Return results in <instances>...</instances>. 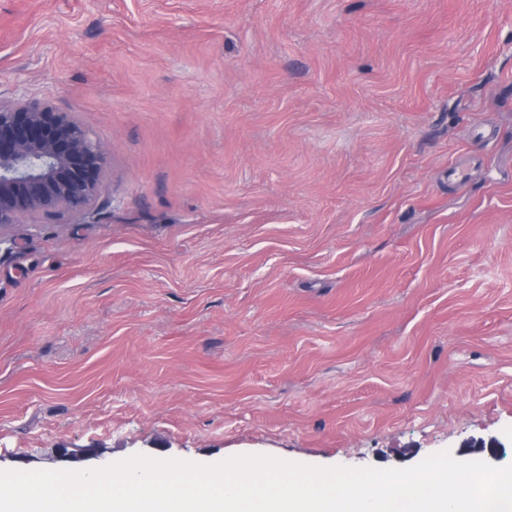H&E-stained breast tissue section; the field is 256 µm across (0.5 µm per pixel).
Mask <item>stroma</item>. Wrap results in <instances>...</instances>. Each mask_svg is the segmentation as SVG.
<instances>
[{
	"label": "stroma",
	"instance_id": "obj_1",
	"mask_svg": "<svg viewBox=\"0 0 512 512\" xmlns=\"http://www.w3.org/2000/svg\"><path fill=\"white\" fill-rule=\"evenodd\" d=\"M20 94L109 152L0 230V470L512 465V0H0Z\"/></svg>",
	"mask_w": 512,
	"mask_h": 512
}]
</instances>
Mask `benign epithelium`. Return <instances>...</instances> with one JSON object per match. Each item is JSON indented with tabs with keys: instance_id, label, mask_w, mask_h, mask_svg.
Returning <instances> with one entry per match:
<instances>
[{
	"instance_id": "obj_1",
	"label": "benign epithelium",
	"mask_w": 512,
	"mask_h": 512,
	"mask_svg": "<svg viewBox=\"0 0 512 512\" xmlns=\"http://www.w3.org/2000/svg\"><path fill=\"white\" fill-rule=\"evenodd\" d=\"M107 147L36 98L0 99V229L84 217L100 197Z\"/></svg>"
}]
</instances>
